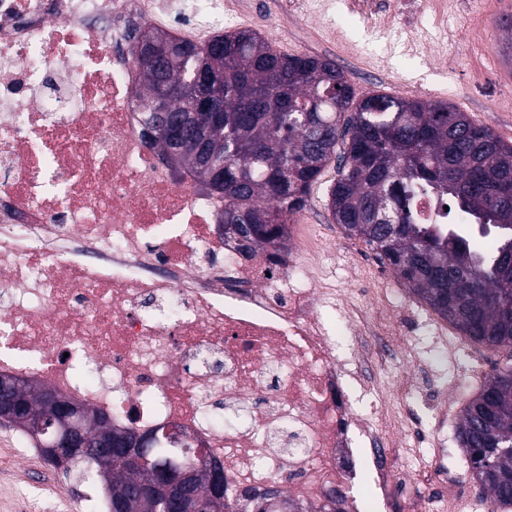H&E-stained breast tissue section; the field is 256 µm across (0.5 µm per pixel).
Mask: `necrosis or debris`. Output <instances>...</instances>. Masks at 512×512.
Here are the masks:
<instances>
[{
    "mask_svg": "<svg viewBox=\"0 0 512 512\" xmlns=\"http://www.w3.org/2000/svg\"><path fill=\"white\" fill-rule=\"evenodd\" d=\"M219 3L0 0V374L121 427L185 429L233 493L276 480L303 512L331 492L363 512L347 481L365 470L402 485L405 512H457L462 465L421 492L383 445L397 419L362 373L390 363L383 322L332 297V239L310 224L285 252L225 239L223 200L172 176L143 131L133 30ZM340 333L354 354L337 356Z\"/></svg>",
    "mask_w": 512,
    "mask_h": 512,
    "instance_id": "1",
    "label": "necrosis or debris"
}]
</instances>
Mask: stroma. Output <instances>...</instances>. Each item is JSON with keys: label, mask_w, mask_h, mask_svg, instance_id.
<instances>
[{"label": "stroma", "mask_w": 512, "mask_h": 512, "mask_svg": "<svg viewBox=\"0 0 512 512\" xmlns=\"http://www.w3.org/2000/svg\"><path fill=\"white\" fill-rule=\"evenodd\" d=\"M224 15L235 28H250L288 55H310L332 60L340 67L356 95L385 93L399 98L445 102L488 126L512 144V73H504L496 54L507 41V28L496 24L497 0H455L447 11L443 0L421 16H413V0H332L327 16L314 9L291 13L286 0H223ZM335 165L324 168L297 220L327 225L336 250L325 262L328 284L363 306L368 313H400L391 271L380 280L355 289L349 280L355 268L374 271L379 261L362 240L344 234L327 206V189L335 182ZM459 349L449 354L440 336L423 337L424 354L413 372L410 396L397 394L396 372L366 364V375L387 401L390 412L404 427L392 439L396 460L409 467L414 483L427 488L426 474L433 463L431 443L418 431H430L439 414L431 392L457 376L458 393L441 436L455 456L464 451L457 428L464 406L480 392L487 375L512 363V352L490 349L455 334ZM14 454L10 440L0 433V512H74L72 501L83 490L79 471H58L42 455H34L18 475L3 463Z\"/></svg>", "instance_id": "35a3bbf8"}]
</instances>
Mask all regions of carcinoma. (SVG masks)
<instances>
[{
  "label": "carcinoma",
  "instance_id": "carcinoma-1",
  "mask_svg": "<svg viewBox=\"0 0 512 512\" xmlns=\"http://www.w3.org/2000/svg\"><path fill=\"white\" fill-rule=\"evenodd\" d=\"M171 47L162 70L141 69L136 106L154 123L162 80L195 85L199 69L224 87L215 107L224 131L198 133L205 152L224 142V223L240 244L278 248L291 216L306 206L312 186L331 161L338 178L328 188L333 220L349 237L368 245L434 313L476 344L512 347V145L467 113L443 102L383 93L356 97L331 60L285 55L254 30L227 31L204 44L148 29ZM432 199L436 218L418 209ZM3 396L17 402L14 422L56 425L55 406L42 387L18 381ZM73 427L88 447L75 453L78 466L98 483L106 503L127 512H165L162 492L141 494L155 469L183 455L164 434L149 451L100 444L130 437L84 406H72ZM474 480L496 504L512 506V452L490 454L491 441H512V367L496 368L464 408L457 428ZM144 454L135 466L134 454ZM192 493L207 512H284V491L262 496L214 493L215 467L192 459Z\"/></svg>",
  "mask_w": 512,
  "mask_h": 512
}]
</instances>
